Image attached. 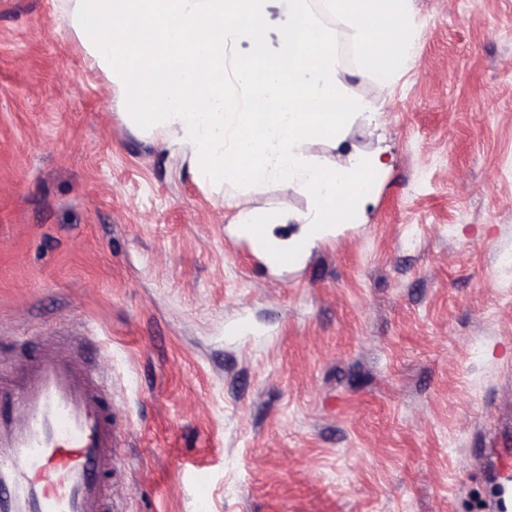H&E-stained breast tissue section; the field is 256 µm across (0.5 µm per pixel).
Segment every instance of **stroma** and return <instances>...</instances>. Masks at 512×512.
<instances>
[{
  "label": "stroma",
  "mask_w": 512,
  "mask_h": 512,
  "mask_svg": "<svg viewBox=\"0 0 512 512\" xmlns=\"http://www.w3.org/2000/svg\"><path fill=\"white\" fill-rule=\"evenodd\" d=\"M311 3L374 111L305 150L386 167L274 271L233 223L306 192L195 179L68 0H0V336L89 330L112 512H512V0H408L414 62L383 78Z\"/></svg>",
  "instance_id": "1"
}]
</instances>
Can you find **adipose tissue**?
Here are the masks:
<instances>
[{"instance_id": "1", "label": "adipose tissue", "mask_w": 512, "mask_h": 512, "mask_svg": "<svg viewBox=\"0 0 512 512\" xmlns=\"http://www.w3.org/2000/svg\"><path fill=\"white\" fill-rule=\"evenodd\" d=\"M330 8L337 15L353 23L360 36V50L366 67L383 71L400 69L412 61L413 31L407 11V0H330ZM388 30L393 43L387 54H379L369 33Z\"/></svg>"}]
</instances>
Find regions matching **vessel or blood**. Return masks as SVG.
<instances>
[{
    "label": "vessel or blood",
    "instance_id": "obj_1",
    "mask_svg": "<svg viewBox=\"0 0 512 512\" xmlns=\"http://www.w3.org/2000/svg\"><path fill=\"white\" fill-rule=\"evenodd\" d=\"M84 342L67 356L37 338L28 364L0 371V512H112L118 432Z\"/></svg>",
    "mask_w": 512,
    "mask_h": 512
}]
</instances>
